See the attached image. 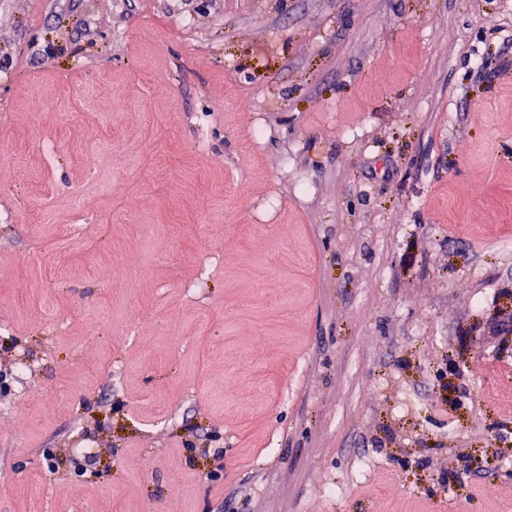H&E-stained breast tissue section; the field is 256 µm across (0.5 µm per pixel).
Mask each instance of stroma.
Returning a JSON list of instances; mask_svg holds the SVG:
<instances>
[{
    "label": "stroma",
    "mask_w": 512,
    "mask_h": 512,
    "mask_svg": "<svg viewBox=\"0 0 512 512\" xmlns=\"http://www.w3.org/2000/svg\"><path fill=\"white\" fill-rule=\"evenodd\" d=\"M509 319L512 0H0V512H512Z\"/></svg>",
    "instance_id": "obj_1"
}]
</instances>
